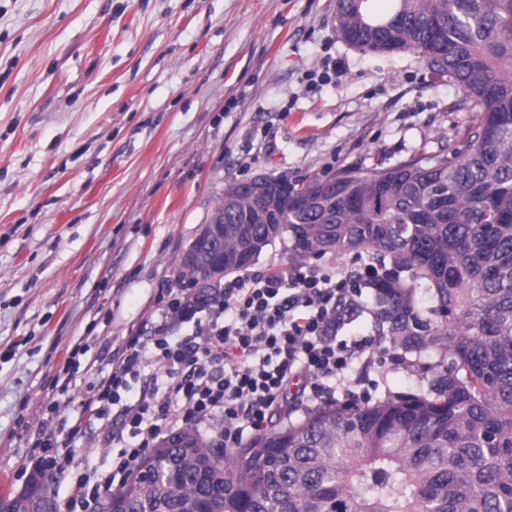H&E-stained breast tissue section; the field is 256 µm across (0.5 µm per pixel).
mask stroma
<instances>
[{
    "instance_id": "obj_1",
    "label": "stroma",
    "mask_w": 512,
    "mask_h": 512,
    "mask_svg": "<svg viewBox=\"0 0 512 512\" xmlns=\"http://www.w3.org/2000/svg\"><path fill=\"white\" fill-rule=\"evenodd\" d=\"M327 55L343 76L311 84ZM472 121L414 54L340 40L336 0H0V499L72 338L144 326L225 184L387 167ZM349 380L418 386L377 359ZM118 452L101 426L77 439L58 502Z\"/></svg>"
}]
</instances>
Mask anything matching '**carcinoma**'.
<instances>
[{"label":"carcinoma","mask_w":512,"mask_h":512,"mask_svg":"<svg viewBox=\"0 0 512 512\" xmlns=\"http://www.w3.org/2000/svg\"><path fill=\"white\" fill-rule=\"evenodd\" d=\"M336 32L448 75L475 113L465 148L265 200L229 182L175 282L193 313L247 266L236 255L277 241L293 261L365 256L375 336L418 393L316 405L228 452L187 427L108 492L116 512H512V0H336ZM50 489L0 512H57Z\"/></svg>","instance_id":"obj_1"}]
</instances>
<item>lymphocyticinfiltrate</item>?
I'll return each mask as SVG.
<instances>
[{"instance_id": "lymphocytic-infiltrate-1", "label": "lymphocytic infiltrate", "mask_w": 512, "mask_h": 512, "mask_svg": "<svg viewBox=\"0 0 512 512\" xmlns=\"http://www.w3.org/2000/svg\"><path fill=\"white\" fill-rule=\"evenodd\" d=\"M186 294L166 289L147 333L102 348L111 371L81 391L76 417L56 429L24 426L28 447L42 450L50 469H65L73 440L114 407L120 423L112 441L121 453L107 487L127 480L162 439L185 427L221 448H241L309 404L352 398L348 372L375 340L341 338L353 302L340 272L304 263L243 271L225 280L191 333L177 336Z\"/></svg>"}]
</instances>
